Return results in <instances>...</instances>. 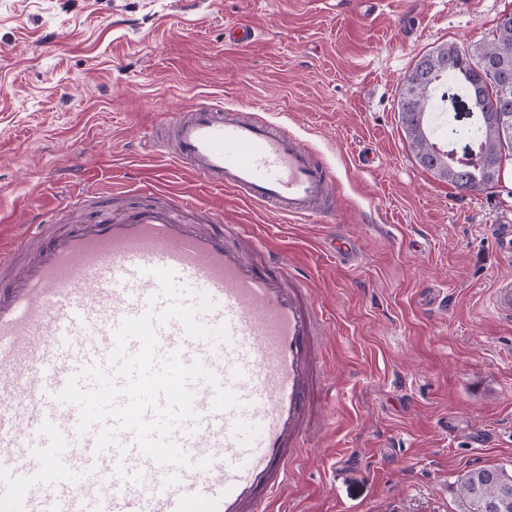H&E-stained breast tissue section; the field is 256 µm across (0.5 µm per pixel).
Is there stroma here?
Returning a JSON list of instances; mask_svg holds the SVG:
<instances>
[{
    "instance_id": "stroma-1",
    "label": "stroma",
    "mask_w": 512,
    "mask_h": 512,
    "mask_svg": "<svg viewBox=\"0 0 512 512\" xmlns=\"http://www.w3.org/2000/svg\"><path fill=\"white\" fill-rule=\"evenodd\" d=\"M512 0H0V246L87 180L113 213L153 183L216 224L259 226L307 274L330 319L323 372L339 397L274 512H460L455 481L512 472V328L488 310L512 275L498 182L461 194L417 162L399 121L405 75L448 43L489 38ZM256 32L244 48L226 31ZM210 98L284 125L343 189L322 223L289 219L144 155L167 113ZM375 156L372 168L363 154ZM334 239L353 252L332 254Z\"/></svg>"
}]
</instances>
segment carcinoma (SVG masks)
Instances as JSON below:
<instances>
[{
    "label": "carcinoma",
    "mask_w": 512,
    "mask_h": 512,
    "mask_svg": "<svg viewBox=\"0 0 512 512\" xmlns=\"http://www.w3.org/2000/svg\"><path fill=\"white\" fill-rule=\"evenodd\" d=\"M453 81L471 101L480 95L482 111L465 127L448 123V139L463 136L474 146L478 175L448 165L430 140L431 106L439 87ZM398 112L405 137L419 165L459 191L482 190L497 181L501 159L512 151V12L499 17L492 39L469 45L450 43L423 55L404 78ZM462 512H512V473L503 467H476L457 480Z\"/></svg>",
    "instance_id": "1"
}]
</instances>
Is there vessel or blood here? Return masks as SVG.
I'll return each mask as SVG.
<instances>
[{
	"label": "vessel or blood",
	"instance_id": "obj_1",
	"mask_svg": "<svg viewBox=\"0 0 512 512\" xmlns=\"http://www.w3.org/2000/svg\"><path fill=\"white\" fill-rule=\"evenodd\" d=\"M168 123L172 138L152 131L143 144L204 183L283 216L335 214L340 180L287 127L208 102ZM96 195L94 219L59 230L56 216L38 215L0 250V512H272L299 469L311 408L332 395L316 372L326 317L307 278L253 225L236 227L247 254L223 225L198 224L193 198L116 217L111 191ZM157 268L175 272L203 326L226 333L193 339L175 319L156 329V360L176 352L217 379L190 384L196 417L173 434L187 466L149 459L129 430L96 452V430L78 433V407L57 399L74 375L94 389L89 366L114 374L124 319L167 307ZM489 310L512 325V276L495 282ZM219 387L239 407L213 410ZM205 457L209 467L195 468Z\"/></svg>",
	"mask_w": 512,
	"mask_h": 512
}]
</instances>
